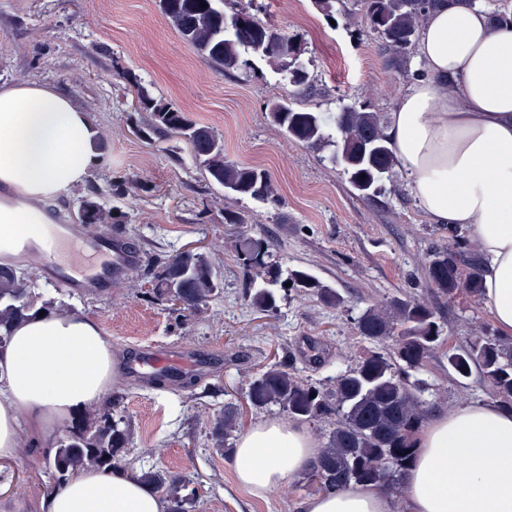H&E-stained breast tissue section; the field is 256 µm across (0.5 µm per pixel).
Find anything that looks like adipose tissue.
Listing matches in <instances>:
<instances>
[{
    "label": "adipose tissue",
    "mask_w": 512,
    "mask_h": 512,
    "mask_svg": "<svg viewBox=\"0 0 512 512\" xmlns=\"http://www.w3.org/2000/svg\"><path fill=\"white\" fill-rule=\"evenodd\" d=\"M419 51L425 74L397 101L386 134L425 216L477 241L482 299L512 338V31L492 30L485 9L456 0L428 14ZM100 162L96 125L70 96L36 81L0 84V237L40 236V202L80 187ZM118 363L87 317L33 313L16 323L0 348V457L15 456L20 430L48 438L102 401ZM319 451L304 427L268 419L239 437L231 470L261 499ZM42 508L165 512L166 503L123 469H90ZM304 512H512V411L486 399L433 418L415 436L402 495L355 486L309 498Z\"/></svg>",
    "instance_id": "ef3b65f1"
}]
</instances>
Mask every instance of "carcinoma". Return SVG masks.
I'll list each match as a JSON object with an SVG mask.
<instances>
[{
	"label": "carcinoma",
	"instance_id": "obj_1",
	"mask_svg": "<svg viewBox=\"0 0 512 512\" xmlns=\"http://www.w3.org/2000/svg\"><path fill=\"white\" fill-rule=\"evenodd\" d=\"M159 0L169 24L198 55L212 65L240 70L251 67L250 56L266 59L287 77L296 93L310 85L300 42L260 17L254 0H235L224 11V0ZM452 0H313L329 19L348 20L358 15L363 29L383 49L387 62L405 77L411 72V54L419 41L428 11ZM495 29L512 30V11L489 12ZM140 109L147 112L146 126L158 137H178L189 146L208 181L224 190V200L250 198L277 205L280 197L270 175L257 166L224 158V140L213 129L191 120L179 107L157 99L140 83L134 84ZM266 110L282 132L310 149L326 153L340 168L352 189L369 198L394 186L399 171L385 133L389 115L357 101L340 102L335 112L318 107L296 108L284 98L268 102ZM80 223L91 228L127 224V215L107 208L97 192L80 199ZM452 231L453 242L437 246L425 263L430 287L452 297L465 289L480 294L477 259L464 260ZM275 240L266 234L242 232L233 248L255 269L250 295L259 312L278 310L271 286L282 276V264L272 259ZM159 287L170 310L183 316L201 311L224 287L218 267L195 251L182 250L160 262ZM285 282L308 293L325 307L337 309L343 299L306 272L289 270ZM31 281L18 266L0 264V348L10 337L13 323L30 314ZM358 336L371 349L355 363L319 387L293 365L274 363L251 378L246 398L255 409L278 407L290 421L325 422L330 430L305 482L323 492H342L353 486H385L396 490L413 456V436L433 409L422 398L421 384L411 373L423 369L444 343L445 323L424 301L413 296L392 298L364 308L355 318ZM448 365L459 378L478 373L489 384L493 398L512 411V339L482 329L468 344L446 353ZM240 413L228 403L213 419L212 441L229 447ZM130 424L110 407L91 409L72 421L68 435L57 445L52 461V488L60 491L80 472L96 467H120L125 461ZM133 477L168 499V512H188V498L179 488L186 480L142 469Z\"/></svg>",
	"mask_w": 512,
	"mask_h": 512
}]
</instances>
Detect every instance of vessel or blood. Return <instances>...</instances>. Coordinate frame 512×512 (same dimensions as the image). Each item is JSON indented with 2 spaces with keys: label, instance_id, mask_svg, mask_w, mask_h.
Masks as SVG:
<instances>
[{
  "label": "vessel or blood",
  "instance_id": "vessel-or-blood-1",
  "mask_svg": "<svg viewBox=\"0 0 512 512\" xmlns=\"http://www.w3.org/2000/svg\"><path fill=\"white\" fill-rule=\"evenodd\" d=\"M51 241L44 250V275L67 291L94 296L106 293L113 283L140 265L141 253L121 233L100 236L92 232L78 234L70 225L49 227ZM206 359L198 351L152 353L147 358H133L127 372L145 377L147 372L179 374L184 368L204 366Z\"/></svg>",
  "mask_w": 512,
  "mask_h": 512
}]
</instances>
